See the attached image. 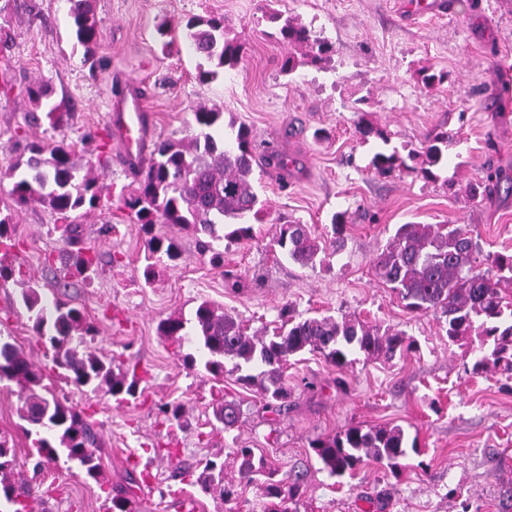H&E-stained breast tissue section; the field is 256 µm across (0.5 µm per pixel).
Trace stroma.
<instances>
[{
  "label": "stroma",
  "mask_w": 512,
  "mask_h": 512,
  "mask_svg": "<svg viewBox=\"0 0 512 512\" xmlns=\"http://www.w3.org/2000/svg\"><path fill=\"white\" fill-rule=\"evenodd\" d=\"M450 14L410 20L402 0H93L100 37L85 58L67 0H0V170L28 157L32 142L70 144L81 163H94L100 204L74 213L83 240L98 254L89 276L58 288L55 272L73 253L54 230L56 215L39 202L16 204L10 179L0 180V216L8 218L13 245L0 258L37 281L46 302L67 297L95 327L83 348L118 356L135 368L134 397L116 401L106 390L85 393L52 377L57 396L91 416L99 445L101 478L85 477L66 456L40 466L30 456L22 402L15 383H0V434L15 450L13 479L31 490V512H109L111 496L128 493L135 512H254L258 489L244 487L237 500L188 485L184 471L206 460L237 479L230 453L245 445L262 457L273 480L300 477L298 512H512V379L497 370L476 373L465 348L452 346L439 318L408 310L374 275L373 260L402 224L468 226L480 252L476 268L512 252V99H501L503 73L512 69V0H453ZM306 26L332 46L314 65L299 57L282 72L291 51L280 41L270 14ZM217 16L224 34L243 43L235 68L213 80L184 31L163 46L158 29L191 17ZM447 73L426 86L427 73ZM48 80L49 102L62 121L35 108L28 90ZM144 89L152 142L195 132L196 106L216 107L228 126L250 129L257 147L279 143L284 170L254 164V189L263 205L247 242L176 232L177 260L155 264L152 284L142 277L145 235L118 200L138 180L115 157L97 162L109 105ZM384 130L386 139L362 137L358 122ZM447 135L448 164L437 179L422 172L421 153ZM407 157L406 166L379 174L370 166L380 147ZM507 178L471 195L488 173ZM344 222L333 229L331 218ZM309 225L325 248L323 263L303 267L269 246L282 219ZM112 234H103L105 225ZM224 253L223 268L210 265L211 249ZM246 281L234 291L225 270ZM236 316L251 329H271L282 310L295 320L348 317L380 330H401L416 344L389 362L357 358L339 370L316 352L291 356L284 371L291 391L288 414L263 409L256 390L221 379L203 363L188 367L193 344L176 345L158 333L169 315L192 318L202 301ZM0 335L21 346L38 366L44 350L31 331L16 283L0 284ZM236 401L241 421L225 430L213 416L218 400ZM180 406L178 420L163 421L160 405ZM350 424L398 425L417 440L398 472L366 463L353 477L323 468L311 440L336 435Z\"/></svg>",
  "instance_id": "1"
}]
</instances>
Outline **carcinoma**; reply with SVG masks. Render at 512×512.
<instances>
[{
	"mask_svg": "<svg viewBox=\"0 0 512 512\" xmlns=\"http://www.w3.org/2000/svg\"><path fill=\"white\" fill-rule=\"evenodd\" d=\"M69 3L76 40L90 56L99 36L93 0ZM270 20L277 22L280 17L272 14ZM183 30L197 52L218 68L233 67L242 58V44L224 37L221 17L189 18ZM278 39L305 49L312 63L323 61L331 51L328 43L312 37L309 29L288 19L279 26ZM193 116L197 133L186 143H159L137 194L129 198L120 195L124 206L148 235L142 273L147 285L153 280L155 255L163 253L172 261L180 256L178 239L154 234L155 225L169 224L211 238L220 236V227L225 230L220 237L240 242L253 237L252 227L244 219L250 215L256 218L261 212L251 180L255 155L249 128L239 127L235 145L227 147L218 138V129L224 127V112L200 106ZM447 142L448 137L443 136L424 147L426 177L436 178L432 168L444 167ZM72 153L64 142L35 143L28 158L14 161L4 176L12 180L10 195L16 201H38L55 213V230L60 239L75 246L81 241V225L72 223L70 214L87 206L96 207L100 188L90 173H81ZM403 165L405 160L395 152L380 151L371 159V167L378 173ZM270 246L303 267L323 262L324 248L305 224L282 222ZM477 248V241L460 226L402 224L376 255L374 274L397 293L408 310L443 318L448 343L464 341L474 329H479L483 342H492V349L487 353L478 351L473 371L493 367L511 376L512 302L502 295V283L512 282V254L493 256L491 265L497 275L492 277L475 271ZM97 260V254L90 249H78L72 267L59 270L58 281L62 283L75 273L90 272ZM11 280L21 286L22 302L33 317V335L44 347L51 370L79 389L90 387L95 391L104 386L118 400L135 394L137 376L114 372L112 358L79 351L83 337L94 333L93 324L81 308L58 298L52 309H46L41 305L40 285L0 260V283ZM185 329L186 321L180 316L171 315L158 325L160 335L178 344L187 335ZM193 332L209 355L205 369L213 377L224 376L225 360L234 361V370L239 372L237 382L256 388L263 408L278 415L288 412V386L283 371L293 355L306 350L317 352L331 366L342 370L351 366L358 354L366 361H390L414 350V342L403 331L382 334L375 327L345 317L299 321L287 317L270 336L250 335L236 317L216 311L207 301L195 310ZM44 377L43 369L35 367L20 346L0 340V381H14L20 387L21 418L28 425L25 432L32 439L30 453L38 457L37 465L54 461L57 449L63 448L67 458L76 462L87 477L99 481L97 437L92 425L80 411L56 395L47 398L38 393L46 389ZM213 414L224 430L230 431L239 423L241 410L236 402L226 400ZM45 430L53 432L55 441L42 436ZM310 447L329 475L338 478L354 475L367 462L384 463L395 471L408 450H417L416 443L408 442L399 426L359 424L348 425L332 437L317 438ZM232 455L238 462L242 483L251 484L254 476L265 469L266 462L255 459L251 448H234ZM13 461L8 438L0 436V498L13 507V512H28L30 490L15 486L8 477ZM186 476L190 484L205 492L218 490L226 501L238 497L237 486L224 480L222 463L208 460L200 472L188 471ZM300 496L301 485L297 480L288 485L267 481L261 487L260 512H297L290 504Z\"/></svg>",
	"mask_w": 512,
	"mask_h": 512,
	"instance_id": "1",
	"label": "carcinoma"
}]
</instances>
